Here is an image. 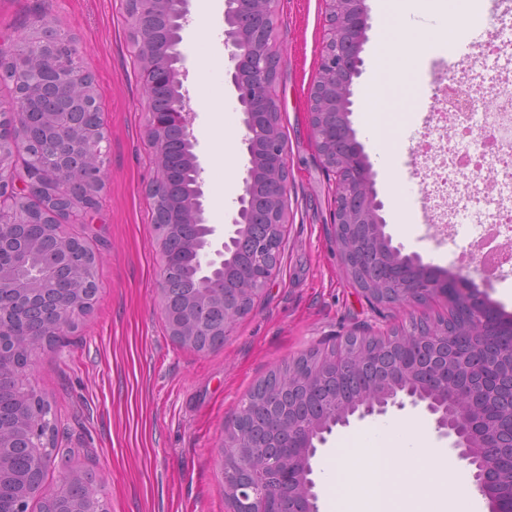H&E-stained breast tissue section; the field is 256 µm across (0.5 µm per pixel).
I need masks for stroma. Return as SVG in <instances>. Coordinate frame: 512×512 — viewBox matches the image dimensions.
Listing matches in <instances>:
<instances>
[{
	"label": "stroma",
	"instance_id": "obj_1",
	"mask_svg": "<svg viewBox=\"0 0 512 512\" xmlns=\"http://www.w3.org/2000/svg\"><path fill=\"white\" fill-rule=\"evenodd\" d=\"M367 0L371 28L363 47L360 94L370 88L381 40L398 23ZM73 36L81 68L92 74L108 137L105 186L82 224L63 222L61 233L79 236L96 257L97 300L89 313L39 354L27 371L29 385L55 415L56 458L44 475L55 488L72 472L96 474L104 512H228L220 471L224 426L271 371L311 351L328 354L350 331L380 333L408 323L412 309L372 306L347 274L331 234L336 177L323 167L309 122V95L329 36L324 0H280L274 40L282 56L271 92L281 112L288 147V224L280 269L266 295L222 347L198 352L169 336L156 293L159 248L146 185L156 161L144 144L145 96L132 44L127 0H0V41L27 34L35 21ZM224 10L204 14L190 4L183 51L185 86L195 112V153L204 169L209 223L230 224L237 200L224 195V171L214 157L222 143L242 152L243 114L225 76ZM391 164L411 188L405 217H398L363 106L352 115L384 202L386 230L405 253H420L455 271L480 230L469 213L456 238L436 236L420 201L425 174L402 125L383 113ZM373 419L335 428L315 461L319 510L327 512L333 486L327 462L373 426Z\"/></svg>",
	"mask_w": 512,
	"mask_h": 512
}]
</instances>
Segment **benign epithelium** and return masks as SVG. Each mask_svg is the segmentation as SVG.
<instances>
[{
  "mask_svg": "<svg viewBox=\"0 0 512 512\" xmlns=\"http://www.w3.org/2000/svg\"><path fill=\"white\" fill-rule=\"evenodd\" d=\"M278 0H224V48L227 70L244 114L246 130L243 193L232 219V229L220 231L208 223L202 189V167L193 152V108L184 87L188 70L181 46L189 25V0H128V14L139 53L146 58L143 85L148 102L173 92L169 106L149 108L146 145L158 159V173L146 186L154 206H164L172 216L157 225L160 251L158 297L162 315L178 291L177 275H189L224 306L223 335L230 336L234 322L262 298L273 280L272 257L285 223L289 190L287 145L280 130L281 114L271 87L281 58L271 41L272 18ZM331 35L321 55L318 76L309 97V118L315 147L323 163H331L339 177L335 197L336 249L347 258L348 224H368L367 246L384 269L387 280L399 284L403 304L425 305L437 297L463 304L478 317L483 331L512 335V319L503 320L485 292L468 274L446 271L416 254L393 245L382 216L374 172L363 145L357 140L351 116L354 79L362 74L361 53L367 41L369 13L366 0H325ZM76 49L44 23L9 44H0V73L24 74L23 90L9 118L10 134L0 136V166L15 153L28 159L29 175L23 187L0 178V400L7 398L13 412L0 424V492L7 479L15 481L8 500L0 497V512H29V502L42 501V512H100L75 505L66 490L79 481L95 482L90 474H69L55 491H47L44 471L53 458L54 417L47 401L26 387L20 378L27 360L49 346L52 338L93 306L96 291L85 278L96 264L80 240L57 230L56 206L81 223L84 210L104 188L103 143L105 132L83 129L70 120L73 113L98 101L93 77L72 64ZM195 181L187 190H170L184 171ZM80 180L84 195L75 199L70 182ZM265 182L267 209L262 223L269 226L261 238L253 231L251 199L255 184ZM41 227L39 238L29 234ZM232 268L247 294L224 293V269ZM50 313L38 332L22 342L6 345L1 337L16 335L18 320L31 309ZM171 335L179 343L211 330L205 308L183 307L171 318ZM421 345L425 358L398 360L381 373L369 390L331 395L326 399L331 415L297 416L283 411L266 429L265 438L250 434L243 421L251 401L242 405L235 422L224 428L221 445L225 498L231 512H319L312 460L317 445L335 426L350 425V418L382 416L395 407L422 408L433 418L439 436L450 440L458 460L470 469L473 484L488 500L489 512H512V429L495 417L494 399L512 388V345L502 349L501 364L492 376L463 372L467 353L452 342L448 329L434 330ZM358 358L338 351L318 358L301 381L306 394L315 395L331 372L344 376ZM22 439L30 451L31 468L20 477L9 467L8 453Z\"/></svg>",
  "mask_w": 512,
  "mask_h": 512,
  "instance_id": "1",
  "label": "benign epithelium"
}]
</instances>
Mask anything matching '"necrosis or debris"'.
<instances>
[{
	"mask_svg": "<svg viewBox=\"0 0 512 512\" xmlns=\"http://www.w3.org/2000/svg\"><path fill=\"white\" fill-rule=\"evenodd\" d=\"M445 89L453 103L435 109L436 123L417 153L428 166L437 200L431 221L452 232V218L466 208L471 193L489 195L512 182V82H499L486 107L467 81L452 79Z\"/></svg>",
	"mask_w": 512,
	"mask_h": 512,
	"instance_id": "necrosis-or-debris-1",
	"label": "necrosis or debris"
}]
</instances>
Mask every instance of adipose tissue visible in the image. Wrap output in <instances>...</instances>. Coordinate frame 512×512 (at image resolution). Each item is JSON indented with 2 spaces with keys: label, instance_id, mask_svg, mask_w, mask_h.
<instances>
[{
  "label": "adipose tissue",
  "instance_id": "obj_1",
  "mask_svg": "<svg viewBox=\"0 0 512 512\" xmlns=\"http://www.w3.org/2000/svg\"><path fill=\"white\" fill-rule=\"evenodd\" d=\"M434 0H407L409 11L429 16L426 31L435 39H459L467 24L479 22L471 13L466 25L449 24ZM426 461L440 476L431 494L428 512H476V496L463 479L448 474V457L442 449L429 446L424 428L416 422L380 423L355 438L351 447L337 454L329 469L334 487L331 512H350L352 499L369 505L370 512H395L392 501L399 476L414 462Z\"/></svg>",
  "mask_w": 512,
  "mask_h": 512
}]
</instances>
